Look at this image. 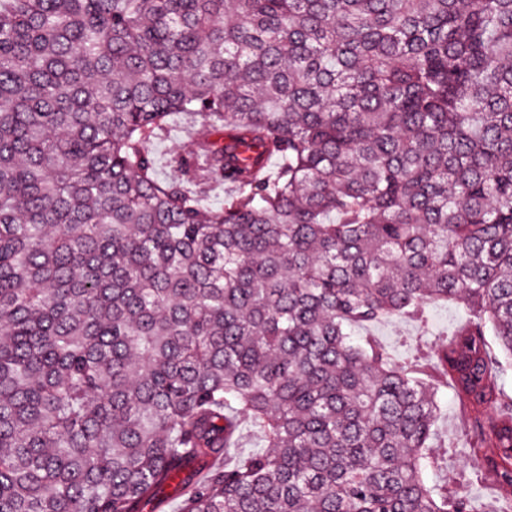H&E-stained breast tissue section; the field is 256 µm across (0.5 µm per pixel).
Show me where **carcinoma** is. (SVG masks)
I'll list each match as a JSON object with an SVG mask.
<instances>
[{
	"label": "carcinoma",
	"mask_w": 512,
	"mask_h": 512,
	"mask_svg": "<svg viewBox=\"0 0 512 512\" xmlns=\"http://www.w3.org/2000/svg\"><path fill=\"white\" fill-rule=\"evenodd\" d=\"M448 300L402 365L352 339ZM510 359L512 0H0V512L512 502ZM149 150L154 155L156 175L161 180L179 174L176 170H181L182 161L192 162L195 158L197 163H203L191 141L184 115L170 117L166 130L149 144ZM469 312L458 303H440L428 309L429 329L423 340L436 343L445 338L453 329L467 321ZM439 403L442 407V414L437 423V434L439 440H446L448 444L456 448L448 452V459L427 473L429 483L442 485L452 482L462 468L467 455V449L458 441L460 433L467 426V419L453 396L450 389H443L439 395ZM467 494L470 507L474 512H484L486 505L492 500L496 501L500 511L506 510L512 512V505L502 500L496 491V487L489 482L479 483L469 487Z\"/></svg>",
	"instance_id": "obj_1"
}]
</instances>
